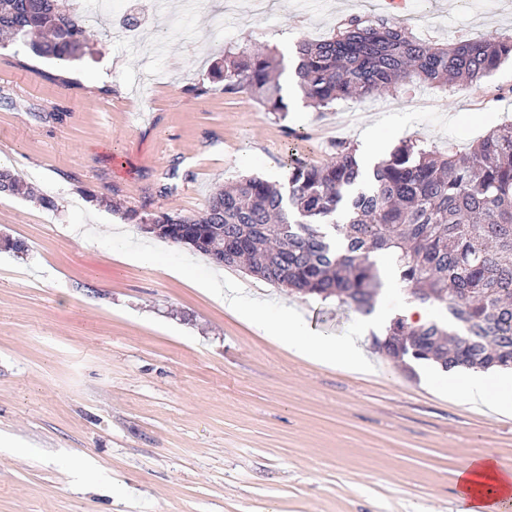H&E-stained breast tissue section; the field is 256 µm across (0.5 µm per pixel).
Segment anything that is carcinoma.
<instances>
[{"label": "carcinoma", "instance_id": "1", "mask_svg": "<svg viewBox=\"0 0 512 512\" xmlns=\"http://www.w3.org/2000/svg\"><path fill=\"white\" fill-rule=\"evenodd\" d=\"M86 32L70 0H0V34L36 57L77 60L88 49ZM297 54L298 87L309 103L328 109L407 86L468 90L512 58V36L437 44L388 17L352 15L336 34L299 42ZM279 75L275 57L240 48L211 78L284 117ZM286 166L284 183L242 177L197 214L130 209L126 217L217 264H244L272 285L334 298L362 314L385 288L378 258L391 253L415 298L448 315L418 325L394 320L380 351L407 367H512V122L487 132L463 157L405 142L368 170L340 142L324 163L291 152ZM0 193L55 209L8 169L0 168Z\"/></svg>", "mask_w": 512, "mask_h": 512}]
</instances>
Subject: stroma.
<instances>
[{
    "instance_id": "obj_1",
    "label": "stroma",
    "mask_w": 512,
    "mask_h": 512,
    "mask_svg": "<svg viewBox=\"0 0 512 512\" xmlns=\"http://www.w3.org/2000/svg\"><path fill=\"white\" fill-rule=\"evenodd\" d=\"M90 52L59 65L0 45V165L57 208L0 194V512H458L455 473L488 452L512 470V415L449 393L361 346L370 372L306 360L164 267L70 229L73 206L138 240L123 212H200L243 176L284 182L290 148L322 162L371 139L466 151L512 121V59L466 91L410 86L322 112H267L245 93L195 94L228 48L293 65L298 41L352 15L420 38L512 35V0H112ZM113 198L117 210L99 205ZM224 274L339 334L359 312ZM79 458L81 470L69 462Z\"/></svg>"
}]
</instances>
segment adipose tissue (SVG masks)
<instances>
[{"label": "adipose tissue", "instance_id": "adipose-tissue-1", "mask_svg": "<svg viewBox=\"0 0 512 512\" xmlns=\"http://www.w3.org/2000/svg\"><path fill=\"white\" fill-rule=\"evenodd\" d=\"M450 391L474 405H492L500 410L512 407V377H493L473 370L448 380ZM461 512H501L512 502V470L498 467L493 457L470 458L458 471Z\"/></svg>", "mask_w": 512, "mask_h": 512}]
</instances>
